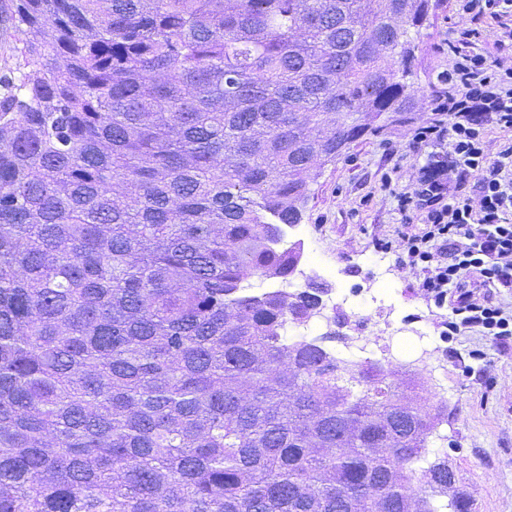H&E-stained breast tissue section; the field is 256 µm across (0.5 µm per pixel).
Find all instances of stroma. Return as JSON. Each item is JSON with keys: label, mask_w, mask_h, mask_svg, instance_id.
<instances>
[{"label": "stroma", "mask_w": 512, "mask_h": 512, "mask_svg": "<svg viewBox=\"0 0 512 512\" xmlns=\"http://www.w3.org/2000/svg\"><path fill=\"white\" fill-rule=\"evenodd\" d=\"M420 31L409 92L418 110L353 142L336 162L312 176L311 194L294 234L303 259L285 282L288 290L315 281L336 294L351 293L342 313L374 336L419 341L427 358L414 371L432 379L448 419L429 449L446 453L476 503L475 512H512V350L467 329L448 340L442 324L450 306L436 307L419 293V272L398 260L402 216L399 192L416 182L431 153L409 148L413 130L428 120L437 76L451 68L446 41L472 22L455 0H431Z\"/></svg>", "instance_id": "35a3bbf8"}]
</instances>
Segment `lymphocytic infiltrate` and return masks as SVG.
Here are the masks:
<instances>
[{
    "label": "lymphocytic infiltrate",
    "instance_id": "f902f5d3",
    "mask_svg": "<svg viewBox=\"0 0 512 512\" xmlns=\"http://www.w3.org/2000/svg\"><path fill=\"white\" fill-rule=\"evenodd\" d=\"M472 20L494 24L496 47L512 46V0H456ZM463 31L448 48L456 57L439 74L430 118L414 130L411 147L431 145L433 160L409 190L400 192L401 212L419 213L424 229L404 232L402 265L420 269L426 301L451 304L445 336L480 328L502 349L512 348V314L486 295L493 284L512 289V56L469 48ZM511 136L497 153L487 148L488 128ZM474 177V194H454L449 173Z\"/></svg>",
    "mask_w": 512,
    "mask_h": 512
}]
</instances>
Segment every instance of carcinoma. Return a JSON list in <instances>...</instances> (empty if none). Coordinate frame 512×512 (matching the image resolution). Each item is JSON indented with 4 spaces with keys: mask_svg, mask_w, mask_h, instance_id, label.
<instances>
[{
    "mask_svg": "<svg viewBox=\"0 0 512 512\" xmlns=\"http://www.w3.org/2000/svg\"><path fill=\"white\" fill-rule=\"evenodd\" d=\"M431 0H12L0 512H469L443 407L288 324L318 168L408 119Z\"/></svg>",
    "mask_w": 512,
    "mask_h": 512,
    "instance_id": "cac0c4a2",
    "label": "carcinoma"
}]
</instances>
